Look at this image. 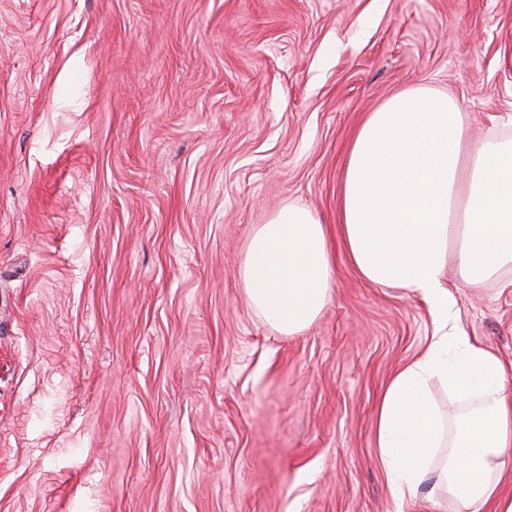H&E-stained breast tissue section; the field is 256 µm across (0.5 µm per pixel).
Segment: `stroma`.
Listing matches in <instances>:
<instances>
[{
    "mask_svg": "<svg viewBox=\"0 0 512 512\" xmlns=\"http://www.w3.org/2000/svg\"><path fill=\"white\" fill-rule=\"evenodd\" d=\"M417 86L512 138V0H0V512H457L390 497L375 406L435 323L338 228L356 128ZM288 203L336 266L283 336L239 269ZM446 279L512 378V269Z\"/></svg>",
    "mask_w": 512,
    "mask_h": 512,
    "instance_id": "35a3bbf8",
    "label": "stroma"
}]
</instances>
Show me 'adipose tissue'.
<instances>
[{"label": "adipose tissue", "instance_id": "obj_1", "mask_svg": "<svg viewBox=\"0 0 512 512\" xmlns=\"http://www.w3.org/2000/svg\"><path fill=\"white\" fill-rule=\"evenodd\" d=\"M345 252L369 284L421 295L437 323L430 343L390 379L375 413V446L396 504L437 477L463 508L512 512L500 482L512 470V388L500 359L454 323L443 280L449 256L480 284L512 264V140L470 145L457 102L425 87L399 93L356 129L340 205ZM246 299L276 331L302 332L329 300L334 260L306 208L282 206L248 240ZM440 380L486 408L445 421L429 394ZM448 469L433 475L439 448Z\"/></svg>", "mask_w": 512, "mask_h": 512}]
</instances>
